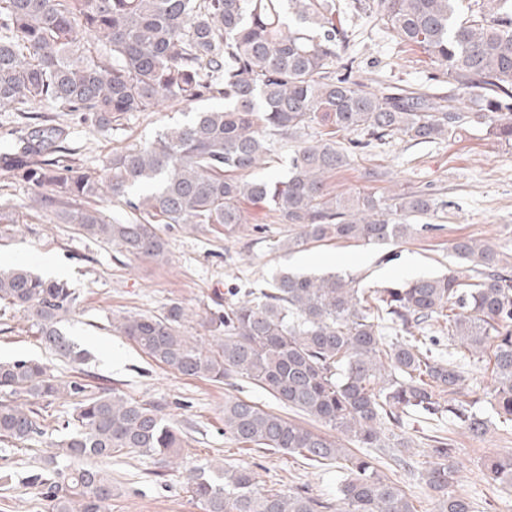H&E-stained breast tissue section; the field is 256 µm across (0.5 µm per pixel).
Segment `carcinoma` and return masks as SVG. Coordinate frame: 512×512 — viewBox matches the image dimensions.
Here are the masks:
<instances>
[{
	"label": "carcinoma",
	"instance_id": "1",
	"mask_svg": "<svg viewBox=\"0 0 512 512\" xmlns=\"http://www.w3.org/2000/svg\"><path fill=\"white\" fill-rule=\"evenodd\" d=\"M458 2L379 0L376 11L388 35L444 68L448 95L436 96L376 92L354 79L353 62H342L336 0H0V108L23 112L52 101L108 131L127 113L166 100L224 96V107L113 152L103 178L69 164L60 155L64 128L47 124L0 152V169L49 189L61 204L57 218L82 236L155 261L167 256L159 225L234 232L245 223V201L298 226L280 243L288 253L331 241L402 242L433 229L405 219L434 211L435 200L422 191L331 194L327 179L350 157L336 135L432 143L475 122L512 145V0H472L463 15ZM91 37L108 43L112 55L94 54ZM314 125L323 130L305 139ZM276 137L297 142L288 174L251 177L267 164ZM134 189L142 193L133 196ZM104 197L123 202L132 217L110 220L92 205ZM452 256L444 275L393 281L369 296L350 276L281 272L269 288L209 313L208 345L185 335L190 314L177 302L159 314L122 317L119 333L172 372L229 386L247 379L342 435L225 399V436L334 465L343 479L336 498L324 499L265 488L249 463L194 466L184 485L202 512H419L378 468L381 459L420 471L437 512H475L452 490L451 438L434 437L420 462L389 429L414 413L446 416L485 436L495 422L468 399L476 377L465 363L484 356L492 364V410L512 424V254L458 237ZM77 299L66 282L25 265L0 270V308L21 312L47 349L80 366L88 352L63 326ZM447 344L464 351L446 355ZM2 391L0 442L7 443L43 435L42 411L74 400L71 429L54 442L46 472L31 476L52 512H106L114 457H157L166 467L182 458L185 440L162 408L114 388L92 392L42 362L14 359L0 361ZM485 468L501 490L512 489V454L488 457Z\"/></svg>",
	"mask_w": 512,
	"mask_h": 512
}]
</instances>
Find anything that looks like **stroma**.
<instances>
[{"instance_id": "1", "label": "stroma", "mask_w": 512, "mask_h": 512, "mask_svg": "<svg viewBox=\"0 0 512 512\" xmlns=\"http://www.w3.org/2000/svg\"><path fill=\"white\" fill-rule=\"evenodd\" d=\"M348 32L346 53L355 60L357 78L373 88L396 86L411 91L444 93L448 79L422 54L396 44L377 24L378 0H338ZM221 97L200 101H167L145 112L125 115L119 127L102 131L64 111L51 101L32 110L66 130L64 145L70 164L103 174L113 151L154 139L168 127L189 121L194 112L223 106ZM331 193L378 191L384 194L423 191L437 201L428 221L434 229L382 248L330 242L308 247V254L325 256L322 264L305 265L299 254L279 249L295 233L268 209L245 205L246 222L235 232L221 226L192 229L181 224L161 227L168 254L163 262L118 252L78 235L72 225L59 223L43 203L45 189L0 171V208L23 214L24 221L0 235V268L15 264L42 273L44 260L60 269L59 279L80 298L65 324L90 358L83 369L98 387L115 388L139 402H158L170 423L186 441L184 467L213 463H258L262 484L281 489L305 488L321 497H335L342 475L332 465H314L297 455L242 450L224 434V399L240 397L279 411L266 391L239 381L221 383L190 379L157 365L139 351L114 324L133 314H157L170 302L204 316L215 301L234 302L259 291L282 270L294 273H347L362 288H377L395 280L446 272L451 244L470 236L512 253V146L499 144L480 124H470L449 141L414 144L400 140L371 141L353 149L347 167L332 174ZM196 321L187 335L203 330ZM0 358L37 359L64 380L77 371L69 361L45 351L28 330L22 314L0 317ZM73 402L55 401L44 414L46 435L24 445L0 443V473L11 479L0 486V512H51L40 499L30 474L44 467L51 444L70 420ZM455 441L457 469L453 489L472 500L476 512H512V493L500 492L487 476L486 456L512 454V430L491 429L476 438L458 424L448 427ZM162 463L152 457H116L108 467L116 494L107 512H202L186 492L181 475H162Z\"/></svg>"}]
</instances>
